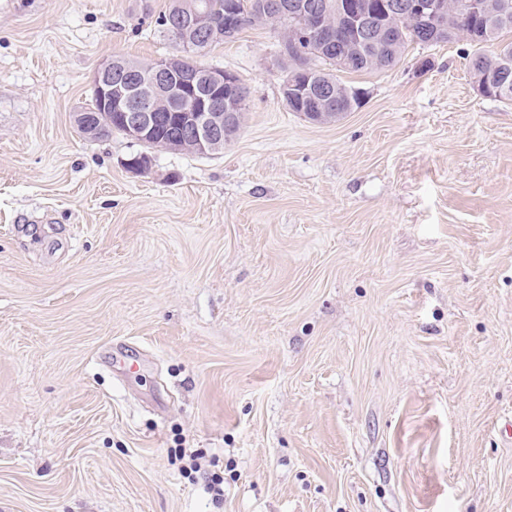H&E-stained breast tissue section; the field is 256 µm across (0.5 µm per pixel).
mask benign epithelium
Here are the masks:
<instances>
[{"label":"benign epithelium","mask_w":512,"mask_h":512,"mask_svg":"<svg viewBox=\"0 0 512 512\" xmlns=\"http://www.w3.org/2000/svg\"><path fill=\"white\" fill-rule=\"evenodd\" d=\"M174 17L172 35L179 44L176 53L162 57L141 69L112 57L100 64L92 78L100 110L74 113L78 131L88 138L99 137L112 119L122 126L124 133L137 141L145 138L164 112H177L186 136L165 146L167 150L212 154L224 148L230 130L245 112L248 92L243 80L222 68L193 62L204 53L211 40L238 29L244 18L241 10L225 11L216 19L204 0H172ZM459 12L477 14L486 21L488 30L508 20L512 3L504 0H460ZM383 11L393 21L420 17L437 30H446L452 24L448 0H390ZM258 14L276 22L286 16L300 21L297 27L287 28L281 38V55L305 57L299 42L313 37L326 45H336L342 56L364 57L378 63V56L368 48L386 40L385 31L375 23L376 12L370 0H340L336 14L315 0H261ZM234 94L224 96V88ZM283 87L290 93L308 100V106L299 111L305 119L315 123L333 122L352 108L336 102L330 107L334 88L303 63L285 74Z\"/></svg>","instance_id":"1"}]
</instances>
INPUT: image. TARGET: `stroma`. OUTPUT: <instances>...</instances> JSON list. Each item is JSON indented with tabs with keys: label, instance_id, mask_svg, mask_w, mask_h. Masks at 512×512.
Wrapping results in <instances>:
<instances>
[{
	"label": "stroma",
	"instance_id": "1",
	"mask_svg": "<svg viewBox=\"0 0 512 512\" xmlns=\"http://www.w3.org/2000/svg\"><path fill=\"white\" fill-rule=\"evenodd\" d=\"M168 4L0 0V512H512V103L453 42L312 123L256 25L223 151L138 174L72 114Z\"/></svg>",
	"mask_w": 512,
	"mask_h": 512
}]
</instances>
